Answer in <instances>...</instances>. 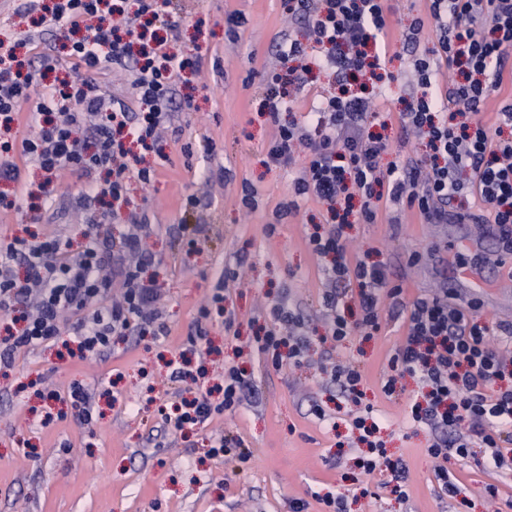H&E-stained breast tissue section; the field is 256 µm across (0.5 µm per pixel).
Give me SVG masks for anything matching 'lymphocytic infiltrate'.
Returning a JSON list of instances; mask_svg holds the SVG:
<instances>
[{"mask_svg":"<svg viewBox=\"0 0 512 512\" xmlns=\"http://www.w3.org/2000/svg\"><path fill=\"white\" fill-rule=\"evenodd\" d=\"M133 15L106 21L109 0H55L48 22L61 35L77 73L59 84L43 86L44 74L34 62L0 54V126H7L33 104L29 123L38 128L19 144H0V181L25 189L17 157L44 172L42 203L57 193V175L69 169L83 184L78 201L89 211L84 243L48 238L30 242L0 241V317L20 316L23 327L0 339V364L11 365L23 350L37 349L61 335L76 343L79 359L103 355L114 335H165L159 322V289L141 270L155 261L143 246L151 233L145 213H131L130 230L120 239L101 235L105 202L127 200L131 181L151 184L152 166L131 163L124 141L155 151L160 131L171 116L175 80L188 62L170 53L163 38L148 39L151 22L170 19L171 0H136ZM427 18H413L406 41L417 42L425 24H432V48L413 58L420 89L399 114L403 135L426 142L418 160L392 151L387 138L373 133L382 113L376 102L341 92L321 100L302 122H282L291 91H304L308 81L288 65L310 56L315 65L333 70L337 80L361 75L378 77L391 51L390 8L386 0H288L290 16L304 23L305 42L289 41L278 57L284 69H272L265 83L261 109L275 127L265 163L298 166L293 198L279 204L277 219L296 216L300 200L314 198L327 207L330 227L310 236L312 252L330 258V283L323 294L328 335L341 342L352 332L374 336L381 328V306L406 311L403 344L389 359L385 395L408 375L423 383V400L411 402L413 422L428 425L427 452L435 462L440 488L456 495L445 460L468 457V436L491 451L500 469L505 456L501 435L512 428V385L503 386L508 365L489 341V325L472 308L449 301L447 289L406 303L401 285L390 284L382 267L350 251L343 229L349 220L379 221L383 203L417 209L424 223L444 224L469 217L477 224L512 227V104L497 114L495 127L480 114L491 94L500 90L508 54L512 53V0H427ZM128 68L138 106L131 112L100 89L95 73L114 66ZM358 286L359 317L348 320L339 304V286ZM257 351L267 367L279 370L306 357L310 339L303 322L286 302L267 310ZM250 375L232 366L224 371V398L212 403L209 391H196L172 426L180 430L207 421L212 414L235 409L245 399Z\"/></svg>","mask_w":512,"mask_h":512,"instance_id":"obj_1","label":"lymphocytic infiltrate"}]
</instances>
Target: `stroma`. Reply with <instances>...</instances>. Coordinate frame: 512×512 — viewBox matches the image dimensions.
Wrapping results in <instances>:
<instances>
[{
    "mask_svg": "<svg viewBox=\"0 0 512 512\" xmlns=\"http://www.w3.org/2000/svg\"><path fill=\"white\" fill-rule=\"evenodd\" d=\"M184 15L177 53L200 68L181 74L172 104V131L162 145L167 155L151 185L132 182L130 205L109 217L112 236L128 229L132 211L146 213L154 230L146 248L157 258L144 267L160 289V320L167 335L116 336L112 348L93 360L59 358L61 343L19 354L7 375H0V512H323L321 495H343L347 512H488L498 505L512 512V471L493 469L488 451L472 440L468 458H449L447 468L459 488L457 497L441 491L426 452L429 430L407 417L419 388L399 380L392 397L381 392L388 359L402 343L405 318L383 308L381 329L372 337L352 333L340 343L321 342L326 329L322 295L327 282L322 262L307 244L315 226L324 225V209L315 199L301 200L297 216L275 221L277 204L292 197L294 168L266 167L263 160L275 133L261 114L263 78L278 65V50L288 38L303 37L284 0H175ZM397 18L390 38L395 53L385 63L395 82L380 89L392 110L417 87L410 50L403 35L412 17L426 16L425 0H389ZM239 13L238 40H231L227 19ZM40 7L17 10L0 0V46L30 57L53 59L56 75L74 69L55 31L42 22ZM258 190L255 209L240 203L242 183ZM81 185L76 173L58 179L51 206L31 209L13 186L0 182V239L60 237L83 242L87 222L74 197ZM196 204H188V197ZM353 251L369 252L391 282L404 288L406 301L447 287L448 227L423 223L417 211L388 207L377 224L346 230ZM195 247H187V238ZM418 263H410V254ZM236 267L240 285L230 287L236 313L233 331L212 314L198 347H213L208 360L210 384L224 381V367L237 363L253 371L256 393L232 411L212 415L181 432L163 413L179 404L185 382L171 378L172 361L189 349L199 306L210 297L225 268ZM285 300L304 317L314 341L301 365L274 371L254 350L265 324V310ZM363 374L359 402L342 396L328 376L336 361ZM66 391L80 381L95 392V421L82 424L61 404L38 399L28 383ZM324 418H317L315 408ZM372 408L391 459L408 469L409 496L381 489L354 461L360 450L350 423L360 408ZM53 413L43 423L45 413ZM241 439L251 458L239 463L210 452L224 436ZM499 494L489 503L484 488Z\"/></svg>",
    "mask_w": 512,
    "mask_h": 512,
    "instance_id": "1",
    "label": "stroma"
}]
</instances>
